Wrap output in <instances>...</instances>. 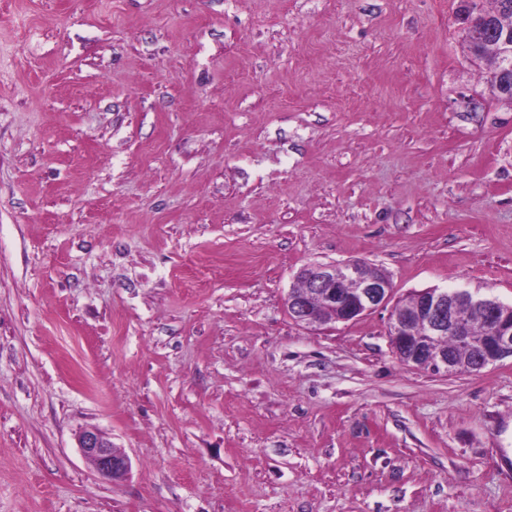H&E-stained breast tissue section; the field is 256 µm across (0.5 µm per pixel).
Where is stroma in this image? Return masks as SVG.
Instances as JSON below:
<instances>
[{"label": "stroma", "mask_w": 512, "mask_h": 512, "mask_svg": "<svg viewBox=\"0 0 512 512\" xmlns=\"http://www.w3.org/2000/svg\"><path fill=\"white\" fill-rule=\"evenodd\" d=\"M459 13L0 0V512H512V358L284 304L349 261L512 303V105ZM78 442L83 455L102 478L115 483L127 478L131 470L129 457L113 448L100 431L86 429L79 435Z\"/></svg>", "instance_id": "35a3bbf8"}]
</instances>
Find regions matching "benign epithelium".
I'll return each instance as SVG.
<instances>
[{"instance_id":"obj_1","label":"benign epithelium","mask_w":512,"mask_h":512,"mask_svg":"<svg viewBox=\"0 0 512 512\" xmlns=\"http://www.w3.org/2000/svg\"><path fill=\"white\" fill-rule=\"evenodd\" d=\"M482 12L481 0H462L463 27L478 40L482 30L471 18ZM500 92L512 95V43L503 41L495 60ZM298 286L286 298L295 321L325 329L338 323L355 322L385 306L392 297V284L381 269L363 262L341 266L334 263L310 264L296 275ZM478 309L487 332L472 341L470 328L460 314L461 304ZM460 343H474L475 372L479 373L504 358H512V306L495 297L459 289L453 293L428 288L413 294L408 304L397 303L390 313L391 346L404 364L438 374H455L454 354L444 343L448 334ZM79 448L92 462L97 474L118 483L130 473L129 457L115 448L98 430L86 429L79 435Z\"/></svg>"}]
</instances>
